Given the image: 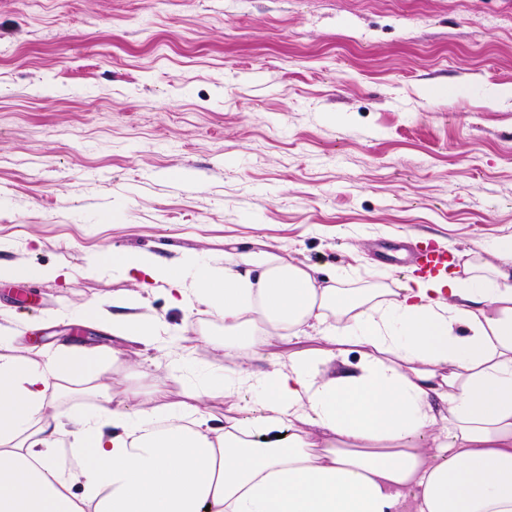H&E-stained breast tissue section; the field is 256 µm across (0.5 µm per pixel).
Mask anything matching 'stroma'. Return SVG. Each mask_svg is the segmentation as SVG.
<instances>
[{
	"label": "stroma",
	"instance_id": "1",
	"mask_svg": "<svg viewBox=\"0 0 512 512\" xmlns=\"http://www.w3.org/2000/svg\"><path fill=\"white\" fill-rule=\"evenodd\" d=\"M512 233V0H0V282L26 345L109 347L79 319L134 290L115 249L256 244L391 288L425 239ZM150 311L223 339L196 306ZM112 391L159 352L119 345ZM64 273L56 268L0 265V281L13 278L56 279Z\"/></svg>",
	"mask_w": 512,
	"mask_h": 512
}]
</instances>
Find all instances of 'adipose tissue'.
Returning a JSON list of instances; mask_svg holds the SVG:
<instances>
[{"label": "adipose tissue", "instance_id": "1", "mask_svg": "<svg viewBox=\"0 0 512 512\" xmlns=\"http://www.w3.org/2000/svg\"><path fill=\"white\" fill-rule=\"evenodd\" d=\"M94 269L142 279L82 318L162 350L167 379L115 398L120 350L9 354L0 323V512H512V234L395 290L347 287L344 270L320 282L265 249L207 264L116 251ZM160 285L223 325L220 378L187 371L205 332L147 310ZM277 337L314 345L268 354ZM244 398L249 417L211 409Z\"/></svg>", "mask_w": 512, "mask_h": 512}]
</instances>
